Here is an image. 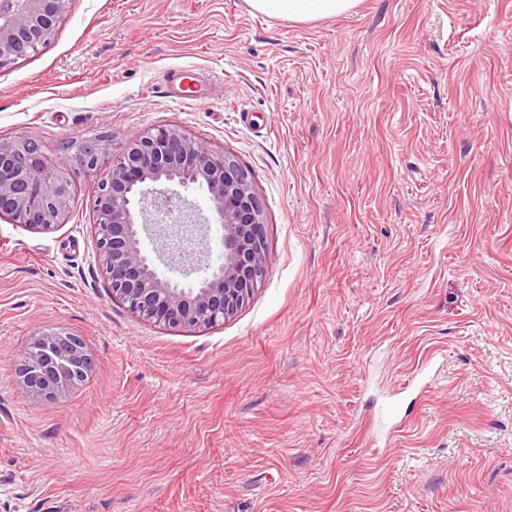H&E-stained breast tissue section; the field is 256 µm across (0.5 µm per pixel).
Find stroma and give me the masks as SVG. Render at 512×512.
Listing matches in <instances>:
<instances>
[{"label": "stroma", "mask_w": 512, "mask_h": 512, "mask_svg": "<svg viewBox=\"0 0 512 512\" xmlns=\"http://www.w3.org/2000/svg\"><path fill=\"white\" fill-rule=\"evenodd\" d=\"M196 70L205 104L167 95ZM175 125L234 156L267 225L235 316L113 299L92 230L0 218V512H512V0H361L300 24L246 0H70L0 69V143L49 161ZM92 359L25 395L38 330ZM406 426L370 419L429 355Z\"/></svg>", "instance_id": "stroma-1"}]
</instances>
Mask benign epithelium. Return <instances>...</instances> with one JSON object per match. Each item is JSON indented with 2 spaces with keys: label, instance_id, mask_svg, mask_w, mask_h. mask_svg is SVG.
<instances>
[{
  "label": "benign epithelium",
  "instance_id": "7a95c632",
  "mask_svg": "<svg viewBox=\"0 0 512 512\" xmlns=\"http://www.w3.org/2000/svg\"><path fill=\"white\" fill-rule=\"evenodd\" d=\"M69 0H0V69L46 47ZM96 143L76 147L66 163L50 164L37 139L0 144V217L30 232L56 231L69 213L75 181L98 180L94 234L112 297L165 327L210 328L233 317L266 271L267 225L248 171L177 126L163 125L128 140L112 161ZM206 189L221 230L222 263L196 288L158 274L141 247L148 231L158 257L179 255L195 270L201 255L193 208L176 187ZM92 360L80 337L45 329L19 364L29 396L58 397L87 377Z\"/></svg>",
  "mask_w": 512,
  "mask_h": 512
}]
</instances>
